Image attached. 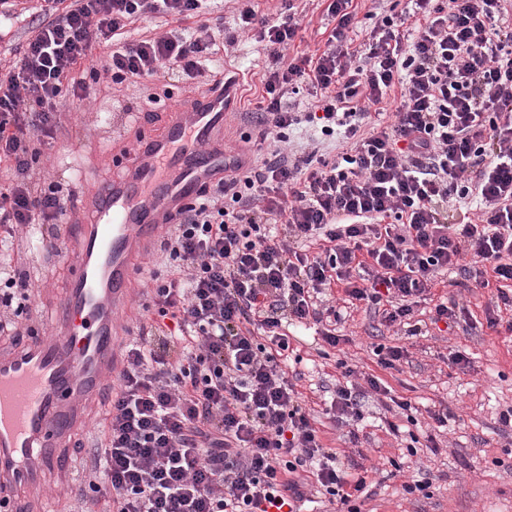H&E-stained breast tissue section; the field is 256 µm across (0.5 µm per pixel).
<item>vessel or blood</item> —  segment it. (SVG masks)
<instances>
[{
	"label": "vessel or blood",
	"instance_id": "obj_1",
	"mask_svg": "<svg viewBox=\"0 0 512 512\" xmlns=\"http://www.w3.org/2000/svg\"><path fill=\"white\" fill-rule=\"evenodd\" d=\"M226 118L222 96L201 95L135 138L121 159L125 176L104 183L84 205L52 334L0 350V474L17 491L39 485L45 467L69 469L63 441L85 425L88 404L118 366V314L128 304L134 257L237 165L224 147Z\"/></svg>",
	"mask_w": 512,
	"mask_h": 512
}]
</instances>
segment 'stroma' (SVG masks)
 <instances>
[{"label":"stroma","mask_w":512,"mask_h":512,"mask_svg":"<svg viewBox=\"0 0 512 512\" xmlns=\"http://www.w3.org/2000/svg\"><path fill=\"white\" fill-rule=\"evenodd\" d=\"M356 26L351 34L354 46L367 42L375 16L395 15L407 0H357ZM328 0H212L210 15L222 18L225 36L236 37L231 54L215 55L208 64L210 75L229 73L236 83L231 90L229 117L224 126L226 147L253 157L267 152L258 130L248 120L260 98L259 81L269 60L254 37L239 36L237 16L241 8L279 14L294 11L300 40L290 55H311L324 49L335 26L327 13ZM208 78L190 79L164 73L136 83H113L110 75L100 74L92 93L83 101H73L64 91L67 105L62 126L55 138L47 140L32 167V177L41 184L56 183L67 200V210L57 223L42 230L20 234L10 252L13 266L23 273L31 294L25 328L45 335L52 329L51 314L72 273L73 251L68 229L77 224L83 196L97 184L120 177L122 168L112 164V147L121 139H134L140 130L160 126L168 109L204 93ZM57 235L55 248L38 246L39 234ZM140 273L134 282L129 309L122 314L127 328H136L150 297L149 274L164 278L168 270L159 252L145 255L138 262ZM459 272H449L432 290V298L420 304L416 319L426 321L440 300H456L467 309L466 324L451 330L435 329L409 336L399 326L387 327L372 318L364 307H351L338 324L339 345L318 351L313 341L297 347L301 361L296 369L302 378L298 389L316 402L315 417L324 444L335 449L337 464L356 463L373 469L371 495L359 499L361 512H512V428L498 421L502 409L512 405V335L492 328L488 320L512 312L498 311L494 289L470 290L461 284ZM402 346L406 359L395 368L384 369L373 353L375 345ZM462 353L467 364L451 360ZM358 376L381 377L394 396L411 400L418 423L411 433L393 434L390 424H405L404 416L387 411L376 397L366 400L365 419L357 437L336 428L325 413L326 391L344 381V367ZM447 409V426L428 431V413ZM105 425L104 413H96L69 449L72 471L69 486L58 490V478L47 473L42 488L14 500L15 512H72L83 487L85 468L90 461L99 432ZM434 434L437 450L420 448L409 454L411 436ZM427 475L431 487L426 498L404 495L402 484L408 477Z\"/></svg>","instance_id":"1"}]
</instances>
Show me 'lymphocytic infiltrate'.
<instances>
[{
  "label": "lymphocytic infiltrate",
  "instance_id": "f902f5d3",
  "mask_svg": "<svg viewBox=\"0 0 512 512\" xmlns=\"http://www.w3.org/2000/svg\"><path fill=\"white\" fill-rule=\"evenodd\" d=\"M506 0H412L400 19L383 16L364 50L350 49L354 0H330L336 22L322 52L289 56L291 18L254 8L238 15L257 32L274 66L261 76L256 121L273 149L260 164L202 189L171 225L167 281L154 312L124 348V367L85 475L79 512H303L327 498L360 512L367 473L337 467L314 410L288 377L290 326L316 324L340 342L344 318L326 295L343 285L348 301L381 309L387 325L417 335L414 309L438 275L461 268L473 287H495L512 308V30ZM209 0H46L27 48L0 71V250L16 228L54 223L66 211L58 185L33 182L38 138L60 123L59 97L89 86L76 67L119 81L168 71L204 76L205 63L235 38L203 23ZM170 17L177 29L123 39L139 20ZM195 29H185L188 20ZM309 111L292 102L302 87ZM392 124L371 126L392 93ZM317 132L297 150L289 133ZM350 147L329 160L319 137ZM470 199L473 215L456 217ZM490 262L491 273L464 266ZM368 272L366 283L354 271ZM28 299L14 275L0 280V333ZM366 390L337 386L332 420L364 419L365 392L411 411L377 376Z\"/></svg>",
  "mask_w": 512,
  "mask_h": 512
}]
</instances>
